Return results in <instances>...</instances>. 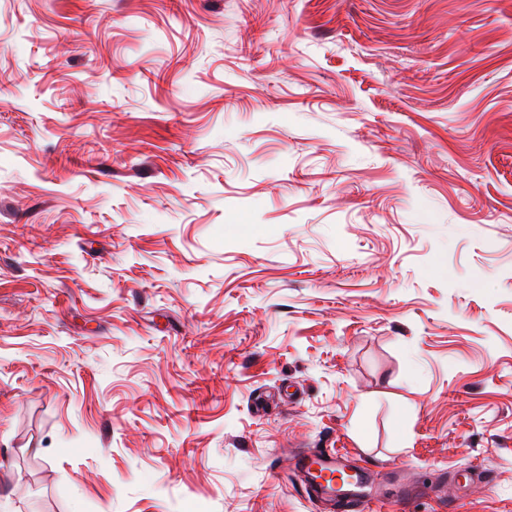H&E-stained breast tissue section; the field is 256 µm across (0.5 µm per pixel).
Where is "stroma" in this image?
I'll list each match as a JSON object with an SVG mask.
<instances>
[{
    "label": "stroma",
    "mask_w": 512,
    "mask_h": 512,
    "mask_svg": "<svg viewBox=\"0 0 512 512\" xmlns=\"http://www.w3.org/2000/svg\"><path fill=\"white\" fill-rule=\"evenodd\" d=\"M320 449L512 512V0H0V512H325Z\"/></svg>",
    "instance_id": "1"
}]
</instances>
